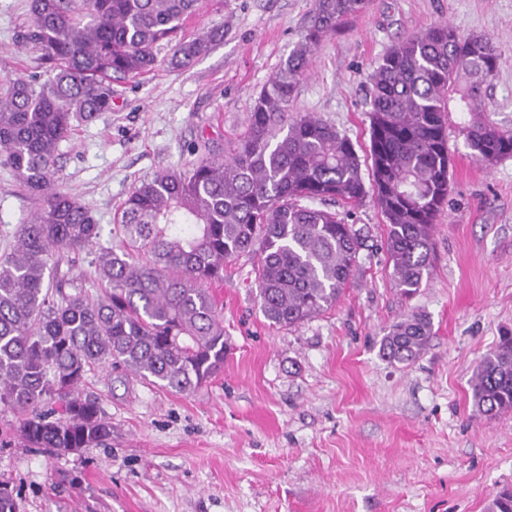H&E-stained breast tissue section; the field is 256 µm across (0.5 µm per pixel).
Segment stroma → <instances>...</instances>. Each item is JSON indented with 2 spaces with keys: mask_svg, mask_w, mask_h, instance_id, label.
<instances>
[{
  "mask_svg": "<svg viewBox=\"0 0 512 512\" xmlns=\"http://www.w3.org/2000/svg\"><path fill=\"white\" fill-rule=\"evenodd\" d=\"M31 0H0V78L45 74L25 44ZM313 0H200L185 36L220 25L187 70L161 46L151 73L112 81V109L59 147L62 191L86 204L117 242L114 217L142 179L220 156L243 136L261 88L295 49ZM447 24L491 38L501 57L483 90V118L512 130V0H369L325 38L291 112L333 122L369 154L368 75L398 42ZM448 114L450 187L433 230L431 274L415 294L395 288L373 199L335 204L364 243L335 306L299 325L264 317L257 259L224 264L210 291L223 308V370L177 393L121 370L82 387L112 423L107 445L57 452L29 446L0 409V482L22 512H489L512 490V411L478 414L474 365L512 336V157L488 167ZM41 201L0 164V252ZM425 314L430 344L409 364L379 344L393 324Z\"/></svg>",
  "mask_w": 512,
  "mask_h": 512,
  "instance_id": "1",
  "label": "stroma"
}]
</instances>
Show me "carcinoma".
<instances>
[{"label":"carcinoma","instance_id":"1","mask_svg":"<svg viewBox=\"0 0 512 512\" xmlns=\"http://www.w3.org/2000/svg\"><path fill=\"white\" fill-rule=\"evenodd\" d=\"M368 0H314L297 49L261 89L240 139L135 185L115 217L120 242L100 243L91 209L55 186L59 146L75 127L112 109V76L153 71L155 50L191 67L219 39L214 27L179 37L198 0H31L26 41L41 48L45 79L4 81L0 160L41 207L0 254V407L21 415L38 448L69 452L112 437L86 376L122 367L176 392H194L222 368L224 319L207 285L224 281V262L257 257L264 317L295 326L336 303L357 261L360 232L306 202L357 205L367 196L385 218L394 284L412 294L432 268L431 237L448 199L447 112L454 99L472 113L462 134L488 166L512 157V130L481 118L484 85L500 56L483 37L444 24L393 46L369 74L370 170L336 126L289 106L316 46ZM96 254L92 296L86 276L59 270V253ZM431 326L411 314L384 336L380 353L409 363L427 348ZM476 410H512V336L473 368ZM60 404L63 418L43 410ZM0 512L20 505L0 483Z\"/></svg>","mask_w":512,"mask_h":512}]
</instances>
